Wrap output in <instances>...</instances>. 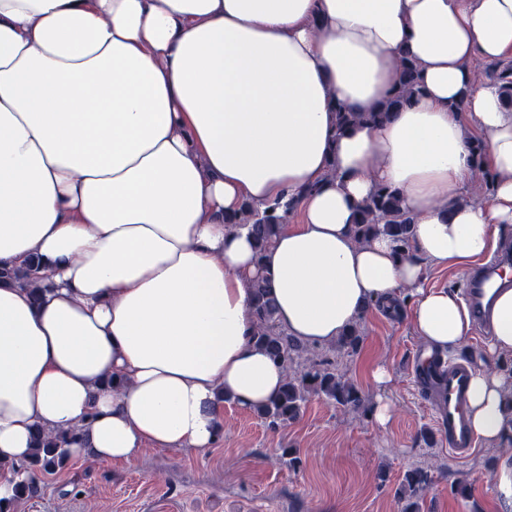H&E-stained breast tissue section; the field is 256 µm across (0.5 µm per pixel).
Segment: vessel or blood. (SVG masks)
Here are the masks:
<instances>
[{"instance_id":"1","label":"vessel or blood","mask_w":512,"mask_h":512,"mask_svg":"<svg viewBox=\"0 0 512 512\" xmlns=\"http://www.w3.org/2000/svg\"><path fill=\"white\" fill-rule=\"evenodd\" d=\"M507 266L512 267L510 246L503 247L493 260L473 267L468 275L465 296L480 328H488L491 320L485 288ZM470 377V367L455 362L441 368L433 384L439 430L449 452L460 459L468 458L474 449L473 435L464 412Z\"/></svg>"}]
</instances>
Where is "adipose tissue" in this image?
I'll return each mask as SVG.
<instances>
[{
    "label": "adipose tissue",
    "mask_w": 512,
    "mask_h": 512,
    "mask_svg": "<svg viewBox=\"0 0 512 512\" xmlns=\"http://www.w3.org/2000/svg\"><path fill=\"white\" fill-rule=\"evenodd\" d=\"M421 90L382 125L401 57ZM512 57V0H0V461L33 431L86 425L71 456L132 462L144 446L205 452L219 395L253 410L286 372L252 340L249 288L280 327L327 346L368 303L410 296L429 352L460 351L469 310L424 287L426 262L494 252L512 229V108L476 59ZM463 101V112L451 105ZM494 181L474 184L470 134ZM416 217L415 251L356 243L377 187ZM295 200L263 258L244 202ZM486 354H512V288ZM112 386H105V379ZM512 380L473 371L474 436L512 439ZM399 90L385 102L376 112H352L347 108H340L336 114L338 131H344L350 125L358 122L381 124L388 121L394 112H397L411 97L418 93V67L415 61L404 57L399 69ZM39 262L31 260L23 267L0 268V282L8 281L18 286H31L38 278Z\"/></svg>",
    "instance_id": "ef3b65f1"
}]
</instances>
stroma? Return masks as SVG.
<instances>
[{"mask_svg":"<svg viewBox=\"0 0 512 512\" xmlns=\"http://www.w3.org/2000/svg\"><path fill=\"white\" fill-rule=\"evenodd\" d=\"M409 308L406 300L394 312L370 307L361 351L331 354L369 401L390 402L386 427L371 414L313 397L298 420L272 431L228 403L207 452L149 446L125 464L74 457L60 473L42 477L39 495L21 500L14 512H400L395 490L413 468L432 476L421 512H494L493 470L503 449L479 441L468 459L449 453L419 383L425 348ZM379 365L391 376L380 386L371 379ZM426 429L433 443L421 439ZM287 447L299 453L297 469L280 458ZM459 483L468 496L455 493Z\"/></svg>","mask_w":512,"mask_h":512,"instance_id":"1","label":"stroma"}]
</instances>
